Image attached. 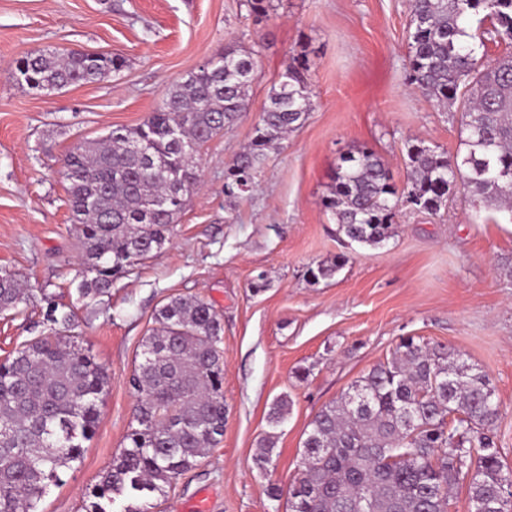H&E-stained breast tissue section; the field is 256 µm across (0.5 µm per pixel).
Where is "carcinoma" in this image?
<instances>
[{"label":"carcinoma","mask_w":512,"mask_h":512,"mask_svg":"<svg viewBox=\"0 0 512 512\" xmlns=\"http://www.w3.org/2000/svg\"><path fill=\"white\" fill-rule=\"evenodd\" d=\"M490 21L477 37L471 20ZM408 80L443 107L460 105L465 153L451 158L421 139L407 143V180L398 190L381 157L361 147L340 158L323 199L349 241L376 247L394 233L399 203L436 213L457 187L473 206L512 217V54L492 63L486 42L512 45V0H412ZM258 51L226 46L168 89L158 108L133 129L75 144L64 158L74 230L84 252L78 300L110 293L114 279L168 239L199 180L200 150L248 111ZM120 55L43 49L16 70L51 91L120 72ZM304 63L291 64L269 96L255 136L224 172V194L249 192L266 151L300 126L312 109ZM139 142L149 154L133 151ZM336 257L309 271L332 276ZM93 277H88V274ZM48 334L0 361V512H39L51 485L82 457L94 433L107 369L62 334L75 326L73 306L45 297ZM24 302L18 279L0 275V312ZM142 344L130 388L138 427L129 445L87 495L84 512H150V495L164 494L224 435L223 326L198 297H173ZM291 402L277 398L273 425ZM500 416L488 374L443 345L412 338L326 404L303 441L307 463L288 488L290 512H448L460 476L469 478L470 512H512V470L504 469L494 425ZM268 435L255 457L273 463Z\"/></svg>","instance_id":"carcinoma-1"}]
</instances>
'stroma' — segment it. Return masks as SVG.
<instances>
[{
    "mask_svg": "<svg viewBox=\"0 0 512 512\" xmlns=\"http://www.w3.org/2000/svg\"><path fill=\"white\" fill-rule=\"evenodd\" d=\"M409 0H0V274L21 279L19 314L0 313V359L43 329L45 295L76 303L82 246L61 160L73 144L139 126L166 90L225 46L258 50L249 110L201 150L202 186L168 241L118 278L109 295L77 305L79 345L110 385L82 458L44 495L42 512H82L87 492L138 423L129 379L142 340L170 298L200 297L224 328V435L179 476L153 512H288V487L320 409L399 342L414 337L458 351L486 371L501 405L498 456L512 470V220L474 219L463 189L438 214L402 205L392 238L371 248L339 235L323 206L342 154L372 147L397 187L413 137L464 153L459 115L408 82ZM108 52L119 73L52 93L16 80L37 49ZM303 60L313 108L269 151L252 187L224 194V172L254 136L269 95ZM344 255L333 276L309 269ZM263 278L262 290L252 283ZM287 420L271 428L275 398ZM276 431L273 464L255 462Z\"/></svg>",
    "mask_w": 512,
    "mask_h": 512,
    "instance_id": "35a3bbf8",
    "label": "stroma"
}]
</instances>
